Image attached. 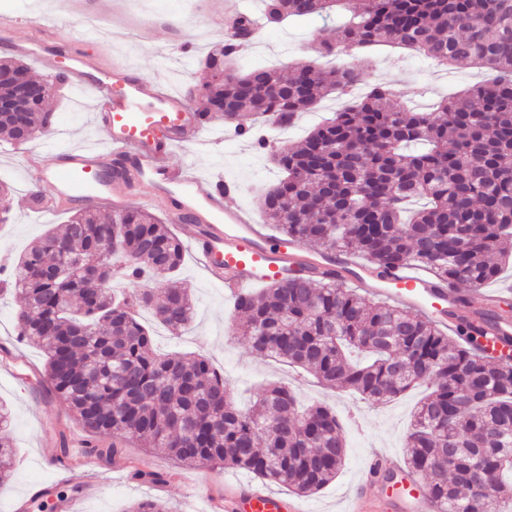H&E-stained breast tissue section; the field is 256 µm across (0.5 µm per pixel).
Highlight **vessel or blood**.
<instances>
[{
	"instance_id": "b4317fda",
	"label": "vessel or blood",
	"mask_w": 512,
	"mask_h": 512,
	"mask_svg": "<svg viewBox=\"0 0 512 512\" xmlns=\"http://www.w3.org/2000/svg\"><path fill=\"white\" fill-rule=\"evenodd\" d=\"M10 48L20 55L44 58L64 80L92 86L96 93L93 121L107 142L103 149L43 142L26 164L36 177L52 182L55 192L46 198L31 197L33 210L85 208L105 200L113 212L120 213L134 195L146 189L151 199L166 201L172 223L190 229L209 278L223 287L227 298L300 272L375 289L392 302L424 312L450 328L457 325L459 316L470 315L459 289L411 267L395 268L380 277L368 263L330 259L295 239L270 235L250 210L237 203L234 182L171 164L168 155L174 149L203 153L211 147L204 138L210 126L208 117L192 110L183 94L143 80L124 63L96 67L48 26L39 27L33 38L11 42ZM499 301L497 293H483L481 315L470 317L482 334L481 353L493 360H507L512 359V320L496 318ZM46 457L56 473L54 484L39 485L27 498L15 500L14 512H21L25 502L45 497L52 485L65 484L75 469L84 470L86 484L96 485L99 465L92 455L84 452L64 458L50 451ZM394 474L400 477L401 489L378 496L373 512H436L425 484L394 454L371 458L355 484L354 499L368 498L381 477ZM190 496L204 502V512H306L298 499L274 495L240 480L228 482L221 496L198 483Z\"/></svg>"
}]
</instances>
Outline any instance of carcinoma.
<instances>
[{
    "mask_svg": "<svg viewBox=\"0 0 512 512\" xmlns=\"http://www.w3.org/2000/svg\"><path fill=\"white\" fill-rule=\"evenodd\" d=\"M268 23L306 19L342 7L348 23L319 34L315 52L396 44L439 65L473 64L493 72L485 84L449 97L430 112L405 108L386 84L364 83L350 65L314 61L288 75L240 73L232 51L204 60L211 79L204 114L245 130L249 117L291 127L324 96L350 102L299 144L277 151L283 177L260 199L280 234L323 251L363 255L379 272L411 263L435 281L477 291L498 279L512 239V0H263ZM235 35L253 38L257 22L241 13ZM0 99L27 92V112H0V132L16 143L46 134L43 111L55 77L37 81L16 60L0 62ZM422 207L404 218L407 203ZM182 241L147 211L100 217L79 209L61 232L49 231L7 268L0 295L19 294L17 335L42 348L52 391L67 402L88 447L106 465L123 444L163 448L179 465L243 470L311 495L336 478L345 441L325 405L299 409L285 384L265 389L240 410L224 375L202 355L161 357L144 310L173 333L193 321L190 289L155 295L146 284L178 275ZM122 281L131 290L114 288ZM235 333L261 356L297 365L326 387L366 402L412 387L427 393L406 441L408 468L426 478L438 512H506L512 505V363L479 352L467 321L455 341L438 322L336 282L291 277L234 302ZM11 408L0 403V484L12 477ZM112 436L99 444L96 438ZM135 480L164 483L172 472L136 470Z\"/></svg>",
    "mask_w": 512,
    "mask_h": 512,
    "instance_id": "cac0c4a2",
    "label": "carcinoma"
}]
</instances>
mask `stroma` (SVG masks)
I'll return each mask as SVG.
<instances>
[{
  "instance_id": "1",
  "label": "stroma",
  "mask_w": 512,
  "mask_h": 512,
  "mask_svg": "<svg viewBox=\"0 0 512 512\" xmlns=\"http://www.w3.org/2000/svg\"><path fill=\"white\" fill-rule=\"evenodd\" d=\"M52 18L61 33L72 35L81 30L83 14L96 17L101 28L96 40L85 52L95 63L108 66L118 56H125L149 81L164 88L197 91L208 79L198 59L224 39L210 19L211 12H223L225 18L248 11L260 12L261 0H191L189 11H182L178 0H161L157 12L141 13L131 7V0H85L83 13L65 10L62 0H52ZM336 17H313L303 22L286 21L263 26L248 52L240 55L236 65L247 69L255 65L289 67L315 59L314 37L335 29ZM348 63L358 66L368 83H387L400 92L404 105L414 110L435 106L443 98L491 79L490 70L460 65L442 68L405 49L394 46L362 48L348 56ZM94 101L89 90L80 84L67 83L50 97L46 109L52 114L51 133L73 145L102 141V133L92 122ZM222 148L196 157L177 149L170 156L172 164L194 160L198 171L240 184L239 203L257 210L261 195L282 176L281 170L266 154L243 147L224 138V123L214 120L209 130ZM34 143L11 146L0 141V179L14 189L10 199L11 219L6 226L8 240H0V257L23 251L46 231L64 229L68 212L35 213L29 208L28 191L35 184L25 165ZM180 277L194 295L196 320L181 335H170L155 328L156 348L164 354L193 353L206 356L224 372L231 393L240 406H249L268 383L280 382L298 390L301 401L333 408L342 422L346 439V457L336 478L315 494L304 497L311 512H341L353 485L371 455L378 452L403 454L411 411L422 397L416 388L402 397L373 407L356 396L338 392L317 383L306 374L284 364L262 358L243 337L227 332L234 319L230 301L222 287L210 282L193 251H186ZM18 298L0 299V346L12 351L21 370L33 382L23 387L15 379L0 376V402L13 411L11 439L16 448L13 475L0 485V512H11L14 499L31 485L50 479L51 470L39 457L42 448L55 446L60 436L75 440L80 435L68 405L54 396L46 377V356L38 347L18 341L15 311ZM124 471L113 473L92 497H84L81 475L60 486L55 500L78 497L84 512H126L141 499H155L165 504L167 512H191L194 503L186 489L198 480H208L220 488L225 482L240 478L237 469L176 466L166 451L145 450L133 445L125 450ZM134 469L176 470V478L162 490L132 479Z\"/></svg>"
}]
</instances>
